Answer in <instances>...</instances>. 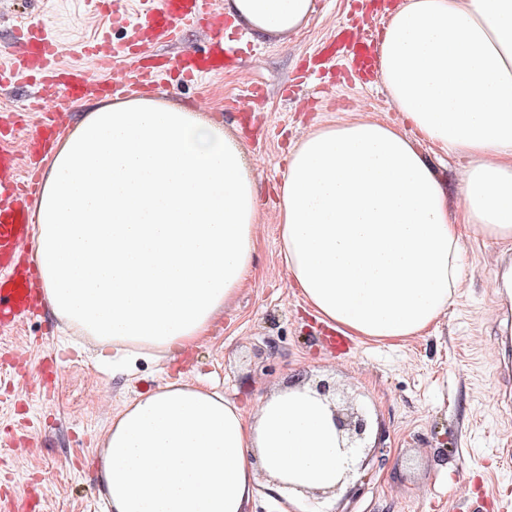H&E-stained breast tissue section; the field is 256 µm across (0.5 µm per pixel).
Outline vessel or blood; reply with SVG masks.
I'll list each match as a JSON object with an SVG mask.
<instances>
[{
  "label": "vessel or blood",
  "mask_w": 512,
  "mask_h": 512,
  "mask_svg": "<svg viewBox=\"0 0 512 512\" xmlns=\"http://www.w3.org/2000/svg\"><path fill=\"white\" fill-rule=\"evenodd\" d=\"M205 5L206 0H141L144 19L133 25L129 46L134 57L139 60L153 44L176 39L181 28L193 23ZM7 50L11 62L0 69V87L28 89V111L44 116L43 123L30 133L31 142L41 146L50 142L55 124L73 112L85 94L95 91L119 96L155 79L154 71L138 63L120 77L93 81L84 68L64 62L57 42L32 22L16 26ZM182 69L188 80L221 74L223 33L210 35L204 49L186 50ZM35 189L34 182L21 180L14 156L0 155V335L26 316L34 302L28 277L13 266L12 260L29 245V213L22 200Z\"/></svg>",
  "instance_id": "1"
}]
</instances>
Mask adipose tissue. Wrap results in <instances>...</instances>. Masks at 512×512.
Here are the masks:
<instances>
[{
	"instance_id": "obj_1",
	"label": "adipose tissue",
	"mask_w": 512,
	"mask_h": 512,
	"mask_svg": "<svg viewBox=\"0 0 512 512\" xmlns=\"http://www.w3.org/2000/svg\"><path fill=\"white\" fill-rule=\"evenodd\" d=\"M315 0H224L260 38L287 39ZM394 116L312 128L274 203L293 288L328 328L400 341L448 310L469 235L512 243V0H403L379 40ZM464 159L458 208L415 147ZM262 211L223 123L151 95L90 102L42 160L32 250L52 312L131 366L195 348L253 271ZM331 402L313 382L252 414L182 380L112 416L102 447L111 512H249L257 486L347 489Z\"/></svg>"
}]
</instances>
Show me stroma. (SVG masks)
<instances>
[{
    "mask_svg": "<svg viewBox=\"0 0 512 512\" xmlns=\"http://www.w3.org/2000/svg\"><path fill=\"white\" fill-rule=\"evenodd\" d=\"M397 3L316 0L309 23L281 43L255 37L216 2L206 24L163 48L172 64L181 49L205 45L210 28L234 37L222 75L172 80L151 93L207 108L236 132L263 206L253 274L203 345L174 359L138 361L130 371L97 365L47 307L0 339V364L9 368L0 375V512H109L100 495L101 440L113 414L139 394L180 378L217 388L250 414L296 377L329 380L365 404L384 456L329 504L277 500L261 489L251 512H512V457L498 455L512 449V406L502 398L512 391L505 373L512 296L495 286L512 266V246L464 238L463 283L437 329L394 343L356 337L345 352L306 312L279 256L274 201L287 151L311 126L391 109L374 74L348 71L341 59L319 64L318 53L359 20L382 29L384 7ZM25 19L56 37L66 62L86 68L91 62L76 47L106 23L85 0H0V44ZM22 99L0 95V113L16 115L0 150H26L40 120L21 112ZM36 390L43 399L33 398Z\"/></svg>",
    "mask_w": 512,
    "mask_h": 512,
    "instance_id": "obj_1",
    "label": "stroma"
}]
</instances>
